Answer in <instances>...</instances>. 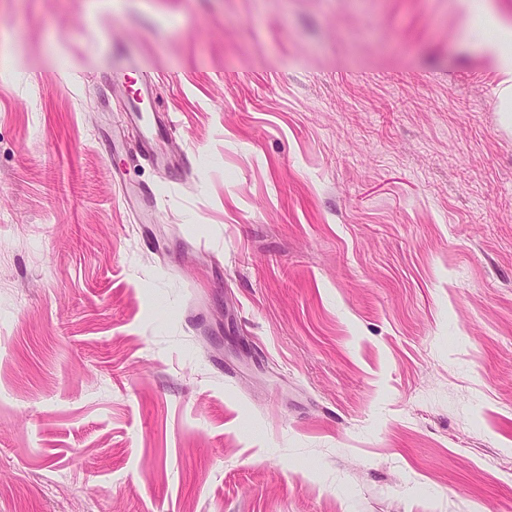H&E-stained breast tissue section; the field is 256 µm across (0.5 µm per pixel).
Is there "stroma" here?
<instances>
[{"instance_id":"obj_1","label":"stroma","mask_w":512,"mask_h":512,"mask_svg":"<svg viewBox=\"0 0 512 512\" xmlns=\"http://www.w3.org/2000/svg\"><path fill=\"white\" fill-rule=\"evenodd\" d=\"M485 11L0 0V512H512ZM117 47L169 171L112 134ZM137 75L139 81L140 97H149L153 92L154 79L147 71L140 70L128 58L121 54H117L112 63V80L116 82H123L130 78V74Z\"/></svg>"}]
</instances>
